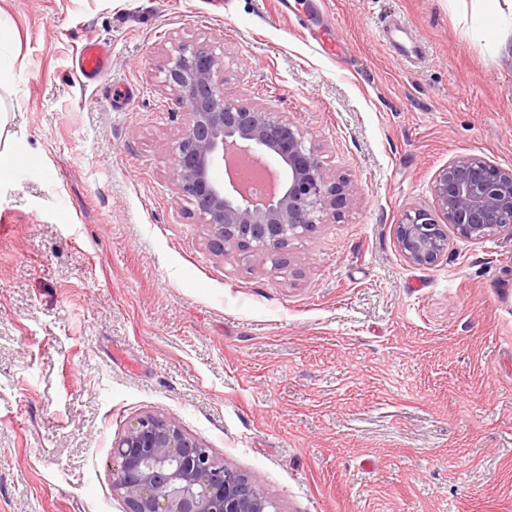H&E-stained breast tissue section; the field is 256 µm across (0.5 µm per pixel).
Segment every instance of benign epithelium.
<instances>
[{
  "instance_id": "1",
  "label": "benign epithelium",
  "mask_w": 512,
  "mask_h": 512,
  "mask_svg": "<svg viewBox=\"0 0 512 512\" xmlns=\"http://www.w3.org/2000/svg\"><path fill=\"white\" fill-rule=\"evenodd\" d=\"M223 60L215 49L181 41L167 51L162 84L187 108L174 142L178 194L218 252L240 249L258 265L294 239L315 231L356 187L332 180L321 150L281 112L224 96ZM272 160L274 190L257 199L233 178L216 172ZM434 209L405 210L394 227L398 248L415 266H432L448 251L444 225L467 240L512 235V169L463 154L436 175ZM113 490L127 512H278L251 476L215 461L209 448L172 418L153 414L132 420L113 443Z\"/></svg>"
}]
</instances>
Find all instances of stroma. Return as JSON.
Here are the masks:
<instances>
[{"label":"stroma","mask_w":512,"mask_h":512,"mask_svg":"<svg viewBox=\"0 0 512 512\" xmlns=\"http://www.w3.org/2000/svg\"><path fill=\"white\" fill-rule=\"evenodd\" d=\"M325 2L0 0L7 141L36 164L0 180V512H125L112 443L146 412L279 512H512V236L452 233L416 267L394 234L454 157L512 168V58L461 0ZM89 37L112 65L87 84ZM180 40L359 188L264 265L211 249L158 149L185 121L158 73ZM379 38L386 45L390 46L401 60L405 62H411V60L415 59L414 55L419 51L418 47L413 43L407 44L400 42L395 33L390 32L388 34V29L385 25H382V29L379 30Z\"/></svg>","instance_id":"obj_1"}]
</instances>
